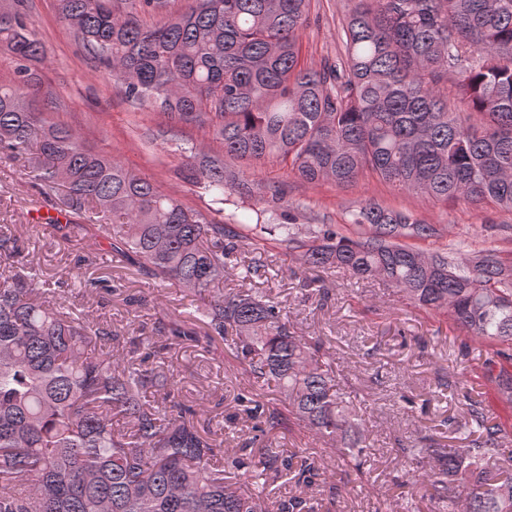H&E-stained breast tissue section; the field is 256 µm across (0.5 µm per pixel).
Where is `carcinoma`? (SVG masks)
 Here are the masks:
<instances>
[{
    "instance_id": "carcinoma-1",
    "label": "carcinoma",
    "mask_w": 512,
    "mask_h": 512,
    "mask_svg": "<svg viewBox=\"0 0 512 512\" xmlns=\"http://www.w3.org/2000/svg\"><path fill=\"white\" fill-rule=\"evenodd\" d=\"M56 2L85 58L105 64L128 101L167 116L152 139L177 141L187 123L212 128L219 149L187 179L214 208H188L36 111L30 95L56 98L32 69L47 53L24 0L0 11V47L16 62L0 85V154L22 160L41 194L72 212L63 241L97 226L114 255L207 299L123 339L72 316L32 262L0 273V512H316L306 493L315 463L295 470L271 448L227 454L199 424L206 399L185 397L160 369L174 349L219 342L282 395L279 408L237 394L254 428L266 435L293 420L342 441L341 466L362 471L369 435L320 340L290 330L281 302L224 291L230 264L242 282L266 273L265 234L307 269L383 280L495 346L485 372L512 405L503 250L423 251L407 240L436 236L434 225L371 200L349 212L357 236L310 224L303 237L296 217L273 206L248 214L253 184L224 164L272 162L339 186L368 173L433 202L512 214V0H347L344 56L319 68L302 58L312 0H193L179 14L169 0ZM226 205L228 220L212 217ZM20 252L19 237L1 231L0 260ZM462 397L466 444L428 449L412 477L433 490L436 512H512L506 431L482 400ZM290 474L304 491L270 497L271 482Z\"/></svg>"
}]
</instances>
